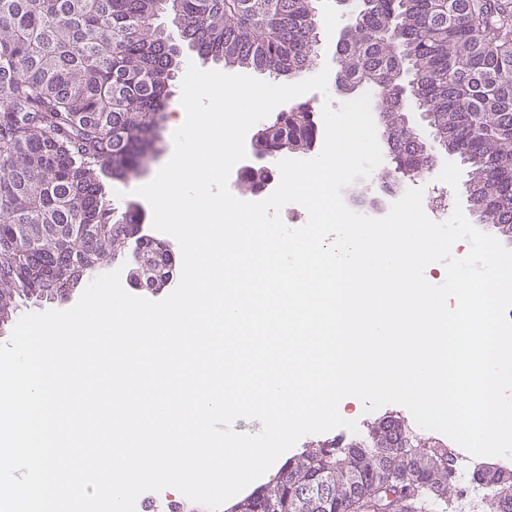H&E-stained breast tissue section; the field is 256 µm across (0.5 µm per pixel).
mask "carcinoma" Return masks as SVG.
<instances>
[{"label": "carcinoma", "instance_id": "1", "mask_svg": "<svg viewBox=\"0 0 512 512\" xmlns=\"http://www.w3.org/2000/svg\"><path fill=\"white\" fill-rule=\"evenodd\" d=\"M313 0H0V316L24 302H66L93 271L123 263L132 284L177 278L164 241L112 201L144 175L180 50L155 16L170 11L198 57L298 75L316 65ZM352 16L336 87L371 92L390 163L381 179L424 177L434 154L406 118L412 99L469 168L472 206L512 239V4L507 0H338ZM316 134L304 104L261 130L266 156L303 153ZM456 460L394 416L349 442L327 438L288 458L273 482L225 512H512V487L486 471L465 487Z\"/></svg>", "mask_w": 512, "mask_h": 512}]
</instances>
